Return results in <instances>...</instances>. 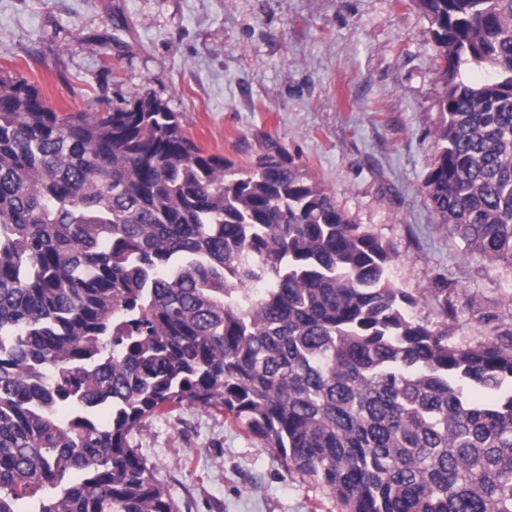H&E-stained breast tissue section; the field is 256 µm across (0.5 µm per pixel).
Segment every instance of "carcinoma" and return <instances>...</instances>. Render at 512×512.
Listing matches in <instances>:
<instances>
[{"mask_svg":"<svg viewBox=\"0 0 512 512\" xmlns=\"http://www.w3.org/2000/svg\"><path fill=\"white\" fill-rule=\"evenodd\" d=\"M440 67L422 189L512 268V0H417ZM465 64L490 76L468 83ZM276 150L209 154L160 99L57 112L0 76V512H176L129 443L216 409L342 512H512V336L453 339Z\"/></svg>","mask_w":512,"mask_h":512,"instance_id":"obj_1","label":"carcinoma"}]
</instances>
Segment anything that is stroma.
Listing matches in <instances>:
<instances>
[{
	"label": "stroma",
	"instance_id": "obj_1",
	"mask_svg": "<svg viewBox=\"0 0 512 512\" xmlns=\"http://www.w3.org/2000/svg\"><path fill=\"white\" fill-rule=\"evenodd\" d=\"M416 0H0V74L58 112L131 94L177 112L205 151L246 169L274 143L389 245V275L456 340L512 331V268L465 253L422 183L440 88ZM132 445L177 512H340L223 412L161 409Z\"/></svg>",
	"mask_w": 512,
	"mask_h": 512
}]
</instances>
